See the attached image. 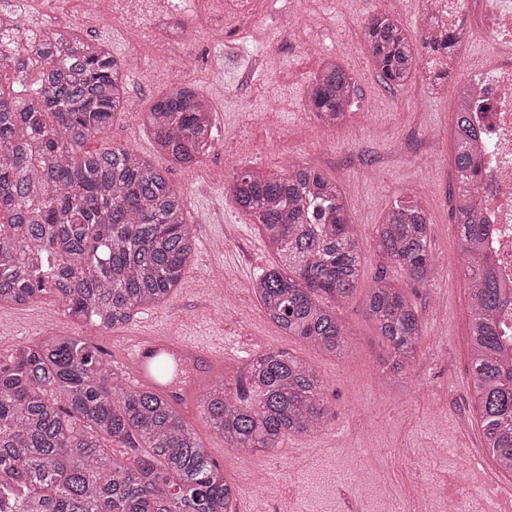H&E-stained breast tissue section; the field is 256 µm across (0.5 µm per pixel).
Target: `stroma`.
<instances>
[{"instance_id": "1", "label": "stroma", "mask_w": 512, "mask_h": 512, "mask_svg": "<svg viewBox=\"0 0 512 512\" xmlns=\"http://www.w3.org/2000/svg\"><path fill=\"white\" fill-rule=\"evenodd\" d=\"M291 0H277L273 12L247 33L227 32L223 41L204 42L190 76L169 69L167 60L136 51L127 36L128 18L113 10L100 25L90 26L76 7L56 11L51 0H0V12L12 13L24 26L42 30L73 28L90 40L107 42L125 61L128 105L112 125L87 142L129 148L165 170L171 187L185 202L195 226L198 247L185 271V284L159 307L141 310L128 327L103 329L74 324L50 295L18 305H0V358L21 343L49 332L85 339L116 371L118 345L127 329L172 327L207 342L245 345L253 353L281 350L314 368L329 407L324 428L311 436L286 437L278 452L244 456L227 447L199 409L186 410L210 459L242 490L238 504L254 512H389L406 510L422 492H430L441 512L449 497L478 506L480 498L470 464L491 468L482 448L468 351L469 310L462 270V245L448 209L455 186L448 154L453 145L435 137L451 130L454 94L461 76L447 79L449 94L428 97L415 83L389 88L373 66L369 51L337 58L353 73L364 111L350 113L333 127L307 112L305 86L319 59L297 49L281 32V12ZM327 15L325 26L337 44L354 36L357 16L351 0L295 8L297 16ZM280 51L271 68L256 65L264 45ZM189 82L213 106V148L201 163L185 169L155 149L141 113L153 99ZM303 164L323 171L344 189L349 219L355 226L362 277L354 294L338 307L348 326L347 351L335 359L284 334L264 314L252 281L277 262L261 228L237 208L228 183L237 171L256 169L273 175ZM417 203L432 225L430 250L440 261L435 280L419 283L380 252L376 228L398 202ZM404 294L422 326V349L401 391L389 388L381 374L388 352L365 314L368 291L376 275ZM237 291L234 303L225 289ZM375 448L371 465L381 484L368 482L350 445ZM441 448L439 460L417 467L427 449Z\"/></svg>"}]
</instances>
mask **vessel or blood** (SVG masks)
<instances>
[{
  "mask_svg": "<svg viewBox=\"0 0 512 512\" xmlns=\"http://www.w3.org/2000/svg\"><path fill=\"white\" fill-rule=\"evenodd\" d=\"M120 357L131 369V387L153 388L185 406L223 364L224 346L208 347L169 329L138 331L129 336Z\"/></svg>",
  "mask_w": 512,
  "mask_h": 512,
  "instance_id": "b4317fda",
  "label": "vessel or blood"
}]
</instances>
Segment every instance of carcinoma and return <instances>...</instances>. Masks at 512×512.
<instances>
[{
  "label": "carcinoma",
  "instance_id": "obj_1",
  "mask_svg": "<svg viewBox=\"0 0 512 512\" xmlns=\"http://www.w3.org/2000/svg\"><path fill=\"white\" fill-rule=\"evenodd\" d=\"M365 39L383 82L408 85L418 34L379 13ZM3 67L13 79L0 85V303L25 304L48 293L74 322L105 329L164 304L182 287L196 247L183 198L165 172L129 149L74 151L126 109L124 63L105 42L17 22L0 23ZM357 92L349 69L328 59L309 79L307 105L334 126L347 119ZM143 125L156 149L184 168L212 147L211 103L190 86L155 99ZM453 138L475 409L487 454L512 475V357L502 351L497 327L504 299L482 249L485 225L472 181L476 146L459 116ZM230 190L279 257L280 267L252 285L266 317L326 355L341 356L348 327L336 305L361 277L343 188L298 164L275 177L244 169ZM377 235L383 255L413 280L434 274L431 224L418 205L395 203ZM366 315L390 352L385 379H403L421 348L417 311L379 275ZM244 374L247 389L224 384L198 400L230 447L269 454L287 435H310L326 422L320 377L303 361L268 350ZM109 442L143 452L129 463ZM235 492L177 407L153 391L122 387L85 340L49 334L0 359V512H232Z\"/></svg>",
  "mask_w": 512,
  "mask_h": 512
}]
</instances>
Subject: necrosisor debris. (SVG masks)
I'll return each mask as SVG.
<instances>
[{"instance_id": "obj_1", "label": "necrosis or debris", "mask_w": 512, "mask_h": 512, "mask_svg": "<svg viewBox=\"0 0 512 512\" xmlns=\"http://www.w3.org/2000/svg\"><path fill=\"white\" fill-rule=\"evenodd\" d=\"M147 0H121L136 44L179 63L199 56V35L213 42L224 37L220 28L206 26L208 0H177L179 13L188 15L190 36L178 45L159 39L142 21ZM418 30L480 29L491 43L483 63L469 66L472 45L461 40L443 56L422 55L418 71L424 80L436 75L463 73L468 93L464 100L467 125L478 144L473 177L482 202V221L488 228L484 250L492 273L504 288L506 304L498 318L503 348L512 351V0H418Z\"/></svg>"}]
</instances>
